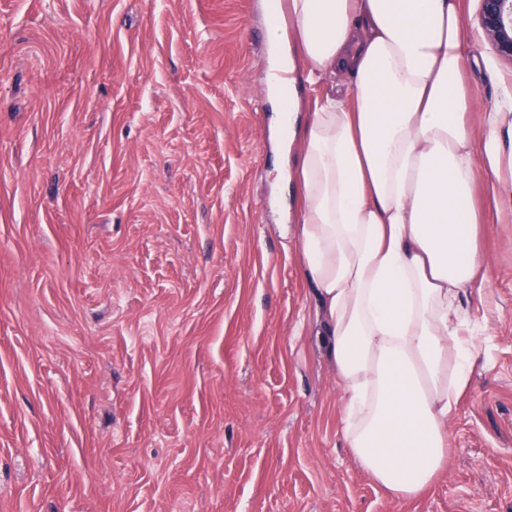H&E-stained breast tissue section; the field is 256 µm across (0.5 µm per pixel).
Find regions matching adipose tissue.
Wrapping results in <instances>:
<instances>
[{"label":"adipose tissue","instance_id":"1","mask_svg":"<svg viewBox=\"0 0 512 512\" xmlns=\"http://www.w3.org/2000/svg\"><path fill=\"white\" fill-rule=\"evenodd\" d=\"M276 70L346 78L277 132L298 157L296 250L342 393V438L397 499L442 471L476 360L469 294L489 270L475 197L512 223V90L475 111L459 0H288Z\"/></svg>","mask_w":512,"mask_h":512}]
</instances>
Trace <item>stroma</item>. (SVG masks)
Wrapping results in <instances>:
<instances>
[{"label":"stroma","instance_id":"stroma-1","mask_svg":"<svg viewBox=\"0 0 512 512\" xmlns=\"http://www.w3.org/2000/svg\"><path fill=\"white\" fill-rule=\"evenodd\" d=\"M280 0H0V512H512V224L446 472L351 459L270 137ZM463 0L476 108L512 64Z\"/></svg>","mask_w":512,"mask_h":512}]
</instances>
